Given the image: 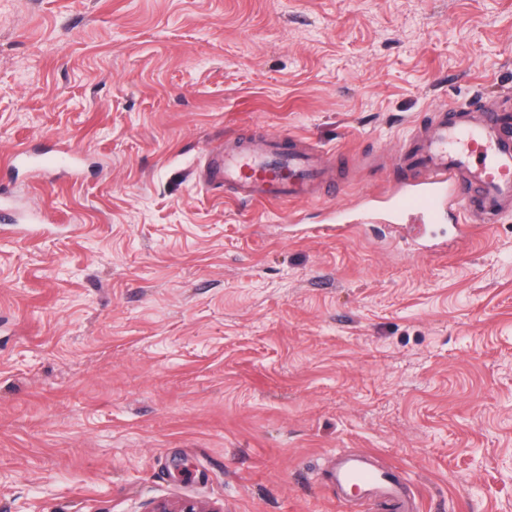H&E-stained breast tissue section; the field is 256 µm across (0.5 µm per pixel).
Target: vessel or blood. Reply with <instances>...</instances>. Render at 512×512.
<instances>
[{
    "label": "vessel or blood",
    "instance_id": "1",
    "mask_svg": "<svg viewBox=\"0 0 512 512\" xmlns=\"http://www.w3.org/2000/svg\"><path fill=\"white\" fill-rule=\"evenodd\" d=\"M503 96L504 103L477 114L467 103L440 104L431 121L402 144L396 167L416 172L419 179L400 182L393 191L396 213L435 217L445 210L461 226L484 234L512 214V92ZM9 161L32 163L46 174L79 172L74 152L35 156L20 148ZM202 185L229 189L245 207L308 203L335 196L342 172L335 155L294 134H240L210 153ZM330 480L340 488L360 483L379 497L384 512H414L416 507L396 470H378L367 452L338 460Z\"/></svg>",
    "mask_w": 512,
    "mask_h": 512
}]
</instances>
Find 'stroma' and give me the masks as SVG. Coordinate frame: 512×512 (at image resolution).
<instances>
[{"mask_svg": "<svg viewBox=\"0 0 512 512\" xmlns=\"http://www.w3.org/2000/svg\"><path fill=\"white\" fill-rule=\"evenodd\" d=\"M512 89V0H0V512H374L328 457L397 468L420 512H512V215L461 250L395 220L391 159L443 101ZM333 151L326 205L237 206L225 138ZM378 199L372 223H358ZM78 154L76 152H66L65 155L59 156L49 154L48 152L33 156L28 148H18L11 154L6 161L8 165H13L17 162H30L37 171L54 174L60 170H69L73 176L79 174L77 167ZM146 512H221V510L204 506L193 500H184L178 504L158 501L153 503Z\"/></svg>", "mask_w": 512, "mask_h": 512, "instance_id": "35a3bbf8", "label": "stroma"}]
</instances>
